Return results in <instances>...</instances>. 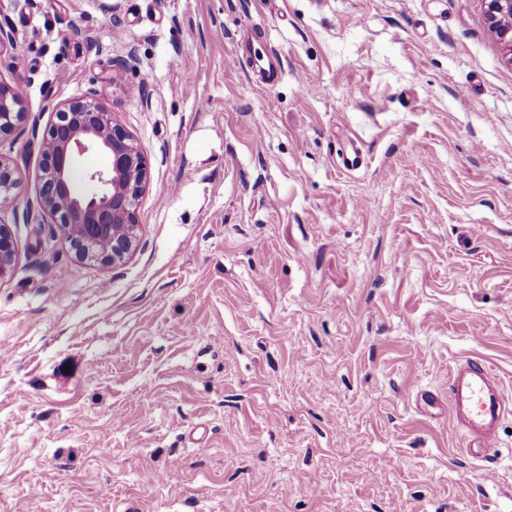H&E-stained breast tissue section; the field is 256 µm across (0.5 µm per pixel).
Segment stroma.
Masks as SVG:
<instances>
[{
  "mask_svg": "<svg viewBox=\"0 0 512 512\" xmlns=\"http://www.w3.org/2000/svg\"><path fill=\"white\" fill-rule=\"evenodd\" d=\"M0 26V512H512V415L476 459L417 403L468 358L512 399V63L482 0H0ZM90 91L150 163L114 267L27 206L48 100ZM19 106V98L15 89L0 80V135L11 130L22 117ZM19 183L13 166L0 156V208L15 201L16 195L13 192ZM15 261V248L10 229L0 225V282L12 271Z\"/></svg>",
  "mask_w": 512,
  "mask_h": 512,
  "instance_id": "1",
  "label": "stroma"
}]
</instances>
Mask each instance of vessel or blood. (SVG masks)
<instances>
[{"label":"vessel or blood","instance_id":"obj_1","mask_svg":"<svg viewBox=\"0 0 512 512\" xmlns=\"http://www.w3.org/2000/svg\"><path fill=\"white\" fill-rule=\"evenodd\" d=\"M448 410L464 430L470 454L479 457L495 446L498 426L512 412V403L501 394L490 368L466 359L451 372Z\"/></svg>","mask_w":512,"mask_h":512}]
</instances>
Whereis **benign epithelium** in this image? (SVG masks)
Returning a JSON list of instances; mask_svg holds the SVG:
<instances>
[{
  "label": "benign epithelium",
  "instance_id": "1",
  "mask_svg": "<svg viewBox=\"0 0 512 512\" xmlns=\"http://www.w3.org/2000/svg\"><path fill=\"white\" fill-rule=\"evenodd\" d=\"M493 32L512 56V0H483ZM15 89L0 80V135L22 117ZM55 120L42 142L37 207L56 224V233L79 259L104 264L125 261L136 247L139 207L150 185L149 162L112 109L69 98L47 105ZM107 159L105 167L77 176L85 154ZM19 186L13 166L0 158V208L13 203ZM15 261L10 229L0 225V281Z\"/></svg>",
  "mask_w": 512,
  "mask_h": 512
}]
</instances>
